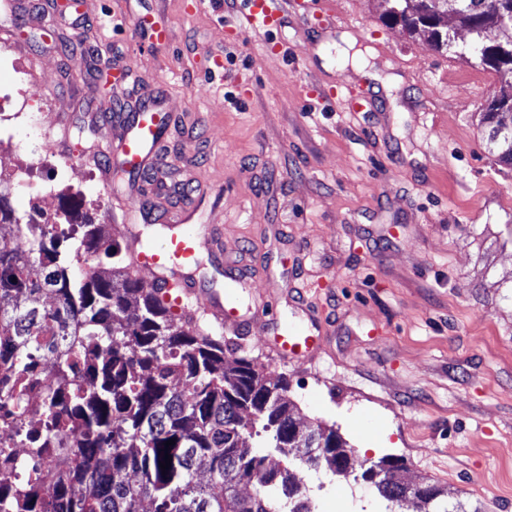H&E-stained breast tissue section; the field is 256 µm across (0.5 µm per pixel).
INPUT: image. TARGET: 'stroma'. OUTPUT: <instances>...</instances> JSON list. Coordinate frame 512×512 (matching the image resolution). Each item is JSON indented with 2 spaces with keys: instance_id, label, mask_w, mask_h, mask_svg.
<instances>
[{
  "instance_id": "1",
  "label": "stroma",
  "mask_w": 512,
  "mask_h": 512,
  "mask_svg": "<svg viewBox=\"0 0 512 512\" xmlns=\"http://www.w3.org/2000/svg\"><path fill=\"white\" fill-rule=\"evenodd\" d=\"M319 16L285 12L280 29H239L242 0H83V17L46 0L43 14L0 13V91L41 81L44 103L10 125L0 179L17 216H56L62 199L121 249L127 205L150 195L143 237L161 243L160 215L178 198L112 180L97 150L116 138L119 106L156 100L169 123L160 149L167 184L194 195L185 228L215 224L221 244L197 276L224 290L244 266L253 295L281 324L308 313L322 348L279 363L269 325L226 356H250L305 425L322 424L361 455L403 457L407 480L444 489L467 512H512V167L487 142L480 114L508 79L440 51L383 20L385 0H320ZM170 38L151 50L153 25ZM375 50L403 76L391 91L353 70L340 36ZM223 68L211 72L213 59ZM129 68L99 83L100 63ZM318 512H386L376 488L295 467Z\"/></svg>"
}]
</instances>
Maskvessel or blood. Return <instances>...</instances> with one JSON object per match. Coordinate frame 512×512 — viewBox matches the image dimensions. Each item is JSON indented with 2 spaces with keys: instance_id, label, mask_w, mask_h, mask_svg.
<instances>
[{
  "instance_id": "1",
  "label": "vessel or blood",
  "mask_w": 512,
  "mask_h": 512,
  "mask_svg": "<svg viewBox=\"0 0 512 512\" xmlns=\"http://www.w3.org/2000/svg\"><path fill=\"white\" fill-rule=\"evenodd\" d=\"M280 21V11L272 0H248L241 26L271 31L279 27ZM163 124L154 103L142 102L136 110L125 113L123 132L117 143H104L100 151L106 156L120 151L125 169L139 174L164 169L168 161L157 150ZM216 232V226L209 225L200 233L171 234L160 247L152 250L131 247V268L136 272L151 271L153 286L178 289L180 296L195 303L197 312L214 318L226 334L244 340L249 337L257 317L273 316L274 306L269 301L259 306L251 302L243 304L235 296L217 294L202 287L193 268L202 246L212 240ZM272 333L267 348L275 360L308 361L320 350L319 336L308 324H298L290 330L276 325Z\"/></svg>"
}]
</instances>
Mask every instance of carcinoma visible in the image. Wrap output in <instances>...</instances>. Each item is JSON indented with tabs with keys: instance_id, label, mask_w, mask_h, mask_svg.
Returning <instances> with one entry per match:
<instances>
[{
	"instance_id": "obj_1",
	"label": "carcinoma",
	"mask_w": 512,
	"mask_h": 512,
	"mask_svg": "<svg viewBox=\"0 0 512 512\" xmlns=\"http://www.w3.org/2000/svg\"><path fill=\"white\" fill-rule=\"evenodd\" d=\"M388 21L422 32L440 50L457 47L448 17L474 35L469 54L512 74V0H391ZM501 38L487 44L483 33ZM512 92L483 112L488 144L512 165ZM44 229L21 222L0 192V222L25 243L0 250V358L33 373L44 357L59 359L57 384L41 392L48 425L29 434L24 455L0 451V512H316L291 465H326L335 476L353 452L333 429L295 432L299 422L287 385L265 378L254 359L224 355V338L177 321L170 306L131 271L130 254L104 242L96 224L74 219ZM112 267L101 266V257ZM81 268L73 278L71 265ZM82 384L73 385V379ZM65 421L71 442L53 428ZM270 434L280 459L254 451L250 439ZM174 440L167 447L165 442ZM170 454V467L160 468ZM378 493L391 504L427 498L418 512H467L450 506L435 484L414 488L404 460L372 464ZM258 490L244 496L239 486Z\"/></svg>"
}]
</instances>
